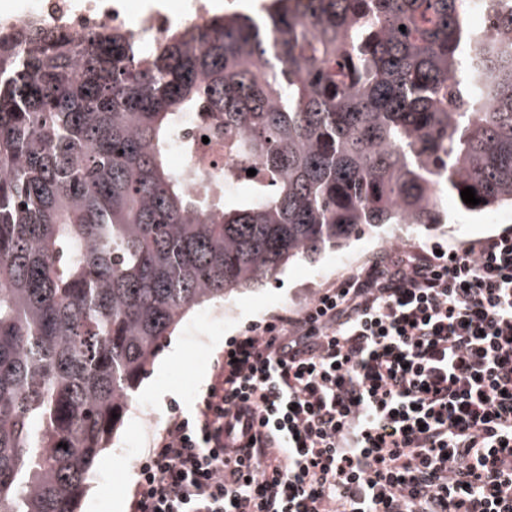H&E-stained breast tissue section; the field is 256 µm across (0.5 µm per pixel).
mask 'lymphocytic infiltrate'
I'll return each mask as SVG.
<instances>
[{
  "mask_svg": "<svg viewBox=\"0 0 512 512\" xmlns=\"http://www.w3.org/2000/svg\"><path fill=\"white\" fill-rule=\"evenodd\" d=\"M132 512H512V228L396 248L230 339Z\"/></svg>",
  "mask_w": 512,
  "mask_h": 512,
  "instance_id": "1",
  "label": "lymphocytic infiltrate"
}]
</instances>
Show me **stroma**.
I'll list each match as a JSON object with an SVG mask.
<instances>
[{"instance_id": "stroma-1", "label": "stroma", "mask_w": 512, "mask_h": 512, "mask_svg": "<svg viewBox=\"0 0 512 512\" xmlns=\"http://www.w3.org/2000/svg\"><path fill=\"white\" fill-rule=\"evenodd\" d=\"M443 208L444 223L431 227L391 224L363 231L342 250L328 249L314 259L291 263L272 284L242 289L225 297L223 302L196 308L170 336L168 345L161 347L153 366L141 379L112 447L97 461L96 480L77 512H130L137 471L129 465V458L143 460L170 418L194 409L213 379L225 344L250 325L303 309L321 289L336 284L378 257L388 239L399 238L404 247H445L512 226V210L474 217L460 210L452 199L445 201ZM197 336L202 337L205 348L199 357L192 350ZM174 344L178 345L179 353L172 360L168 353ZM158 389L174 392L165 405L156 403L153 393ZM146 410L154 416V424H145L142 413Z\"/></svg>"}]
</instances>
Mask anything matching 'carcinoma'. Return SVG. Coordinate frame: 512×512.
<instances>
[{
    "label": "carcinoma",
    "instance_id": "carcinoma-1",
    "mask_svg": "<svg viewBox=\"0 0 512 512\" xmlns=\"http://www.w3.org/2000/svg\"><path fill=\"white\" fill-rule=\"evenodd\" d=\"M261 10L147 51L107 25L0 29V512H76L193 309L365 226L440 224L443 188L512 209L511 35L478 43L483 83L455 112L463 0ZM203 103L259 165L243 194L193 193L169 164Z\"/></svg>",
    "mask_w": 512,
    "mask_h": 512
}]
</instances>
